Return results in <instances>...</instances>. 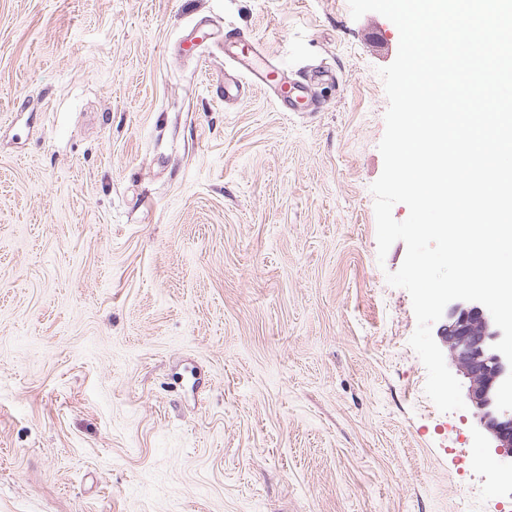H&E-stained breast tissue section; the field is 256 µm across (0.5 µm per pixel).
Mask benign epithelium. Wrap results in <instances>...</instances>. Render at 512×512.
I'll return each mask as SVG.
<instances>
[{
  "mask_svg": "<svg viewBox=\"0 0 512 512\" xmlns=\"http://www.w3.org/2000/svg\"><path fill=\"white\" fill-rule=\"evenodd\" d=\"M452 360L470 381L469 399L495 442V451L512 458V365L494 345L502 332L488 309L474 301L449 303L439 329Z\"/></svg>",
  "mask_w": 512,
  "mask_h": 512,
  "instance_id": "7a95c632",
  "label": "benign epithelium"
}]
</instances>
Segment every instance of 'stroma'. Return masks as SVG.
Instances as JSON below:
<instances>
[{
    "mask_svg": "<svg viewBox=\"0 0 512 512\" xmlns=\"http://www.w3.org/2000/svg\"><path fill=\"white\" fill-rule=\"evenodd\" d=\"M229 35L321 109L225 97ZM398 44L348 0H0V512H512L377 258Z\"/></svg>",
    "mask_w": 512,
    "mask_h": 512,
    "instance_id": "obj_1",
    "label": "stroma"
}]
</instances>
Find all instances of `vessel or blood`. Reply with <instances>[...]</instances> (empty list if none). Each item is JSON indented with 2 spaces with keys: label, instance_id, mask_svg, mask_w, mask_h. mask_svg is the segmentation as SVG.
<instances>
[{
  "label": "vessel or blood",
  "instance_id": "vessel-or-blood-1",
  "mask_svg": "<svg viewBox=\"0 0 512 512\" xmlns=\"http://www.w3.org/2000/svg\"><path fill=\"white\" fill-rule=\"evenodd\" d=\"M228 46L226 56L234 63L238 75L247 78L253 86L270 88L280 111L316 109L308 84L296 81L286 85L278 81L276 70L259 41L234 38L229 40Z\"/></svg>",
  "mask_w": 512,
  "mask_h": 512
}]
</instances>
